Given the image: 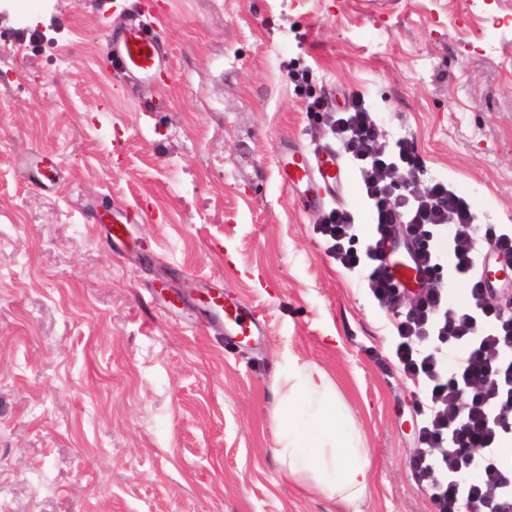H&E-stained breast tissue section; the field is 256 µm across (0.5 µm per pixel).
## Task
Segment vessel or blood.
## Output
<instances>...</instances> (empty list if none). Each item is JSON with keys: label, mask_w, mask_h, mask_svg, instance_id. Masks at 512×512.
I'll list each match as a JSON object with an SVG mask.
<instances>
[{"label": "vessel or blood", "mask_w": 512, "mask_h": 512, "mask_svg": "<svg viewBox=\"0 0 512 512\" xmlns=\"http://www.w3.org/2000/svg\"><path fill=\"white\" fill-rule=\"evenodd\" d=\"M160 44L150 28L142 23L120 26L112 35L108 55L113 63L139 80L153 79L160 60ZM286 182L302 183L312 189H333L341 182V169L331 151L315 157L292 154L283 163ZM223 311L228 319L231 335L250 337L258 335L260 328L246 308L235 303L225 304Z\"/></svg>", "instance_id": "vessel-or-blood-1"}]
</instances>
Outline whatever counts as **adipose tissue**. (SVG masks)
Masks as SVG:
<instances>
[{"label":"adipose tissue","mask_w":512,"mask_h":512,"mask_svg":"<svg viewBox=\"0 0 512 512\" xmlns=\"http://www.w3.org/2000/svg\"><path fill=\"white\" fill-rule=\"evenodd\" d=\"M273 420L276 459L311 497L343 507L364 498L370 484L369 451L344 420L336 389L316 366L276 376Z\"/></svg>","instance_id":"obj_1"}]
</instances>
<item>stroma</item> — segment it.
Segmentation results:
<instances>
[{"label": "stroma", "instance_id": "obj_1", "mask_svg": "<svg viewBox=\"0 0 512 512\" xmlns=\"http://www.w3.org/2000/svg\"><path fill=\"white\" fill-rule=\"evenodd\" d=\"M36 3L0 9V512H326L275 458L292 358L370 452L358 512H432L397 316L315 229L336 207L360 240L374 222L328 116L363 98L379 145L419 160L395 193L441 182L478 232L512 225V0ZM129 20L162 46L152 83L107 54ZM326 147L335 197L282 183L288 153ZM216 279L260 336L221 330L199 299Z\"/></svg>", "mask_w": 512, "mask_h": 512}]
</instances>
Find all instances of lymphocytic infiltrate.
Segmentation results:
<instances>
[{
	"mask_svg": "<svg viewBox=\"0 0 512 512\" xmlns=\"http://www.w3.org/2000/svg\"><path fill=\"white\" fill-rule=\"evenodd\" d=\"M336 132L361 166L365 193L375 207L374 232L356 247V226L347 211L330 210L319 232L330 256L346 269L364 271L368 288L384 308L396 309L392 357L423 382L426 416L412 463L425 476L434 512H512V298L490 301L477 269L482 250L512 259V227L476 243L468 200L436 183L417 197L393 193L394 179L417 167L406 143L388 153L376 145L371 111L354 104L336 119ZM404 230L416 245L412 262L427 285L402 306L389 272V241ZM449 233L454 271L467 284L462 299L448 302L439 288L441 263L434 244Z\"/></svg>",
	"mask_w": 512,
	"mask_h": 512,
	"instance_id": "f902f5d3",
	"label": "lymphocytic infiltrate"
}]
</instances>
